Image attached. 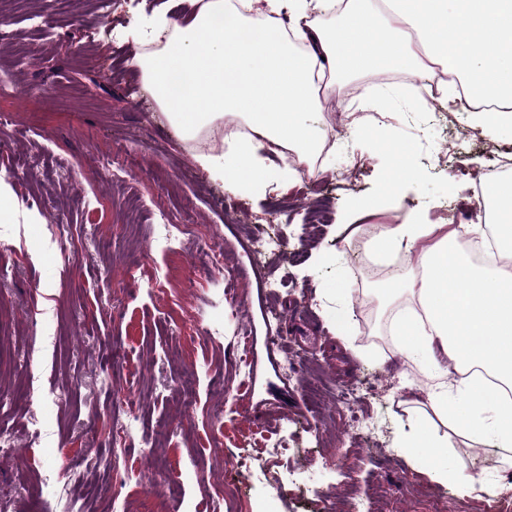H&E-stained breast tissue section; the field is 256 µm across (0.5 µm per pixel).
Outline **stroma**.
<instances>
[{"mask_svg":"<svg viewBox=\"0 0 512 512\" xmlns=\"http://www.w3.org/2000/svg\"><path fill=\"white\" fill-rule=\"evenodd\" d=\"M112 2L106 19L55 6L38 34L27 21L34 0H0L22 35L0 50V115L11 116L0 123V179L16 199L11 223L0 226V428L14 442L12 456H0V512H212L218 490L222 512H233L238 493L245 512H339L354 490L369 512H499L497 497H461L395 446L427 403L424 384L447 380L446 368L386 346L390 305H377L372 343L355 329L337 335L331 317L376 291L354 261L368 224L401 210L482 223L471 188L491 150L512 149V137H484L444 98L413 102L406 73L362 74L342 84L334 114L306 118L333 142L312 175L283 193L224 186L195 163L133 64L146 0ZM115 27L124 42L113 43ZM91 43L97 63L88 66L71 48ZM22 49L38 63L12 67ZM368 87L392 99L386 148L361 107ZM393 145L410 146L407 168L392 170ZM388 173L396 191L385 197ZM380 196L378 214L354 234L337 233L352 201ZM90 197L99 203L93 219ZM321 200L331 215L314 239L306 218ZM162 214L192 234L159 241ZM272 224L301 248V263L250 255L247 238ZM212 249L223 252L222 268L195 274L193 259ZM268 279L279 283L275 294ZM336 280L344 293L329 290ZM271 306L278 321L266 318ZM219 369L221 399L211 394ZM188 375L196 394L181 406L173 394ZM356 384L365 400L339 403ZM359 418L381 428L367 457ZM127 419L133 445L113 447L112 430ZM268 439L284 445L270 468L286 479L279 489L246 476ZM100 455L113 466L97 499L61 483L74 470L92 477ZM449 455L497 481L512 448L459 438ZM171 478L180 496L162 494Z\"/></svg>","mask_w":512,"mask_h":512,"instance_id":"35a3bbf8","label":"stroma"}]
</instances>
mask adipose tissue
Here are the masks:
<instances>
[{
  "label": "adipose tissue",
  "mask_w": 512,
  "mask_h": 512,
  "mask_svg": "<svg viewBox=\"0 0 512 512\" xmlns=\"http://www.w3.org/2000/svg\"><path fill=\"white\" fill-rule=\"evenodd\" d=\"M289 25H282V17ZM158 50L135 65L170 121L192 138L229 112H240L251 137L226 151L200 152L197 164L233 187L283 191L297 170L270 163V147L303 162L322 144L304 120L324 110L343 77L402 70L424 82L441 70L460 78L468 99L487 103L475 113L484 133H512V0H202L177 22L157 12L148 24ZM484 203L497 216L500 262L479 269L466 254L486 231L481 224H435L408 215L383 225L368 243L372 255L418 252L417 270L390 280L392 297L410 295L425 321L400 314L404 349L463 364L472 373L456 398L447 384L428 396L448 425L435 433L421 418L402 429L396 445L430 461L431 477L461 493H496L476 483L445 453L454 437L512 447V177L488 186Z\"/></svg>",
  "instance_id": "adipose-tissue-1"
}]
</instances>
